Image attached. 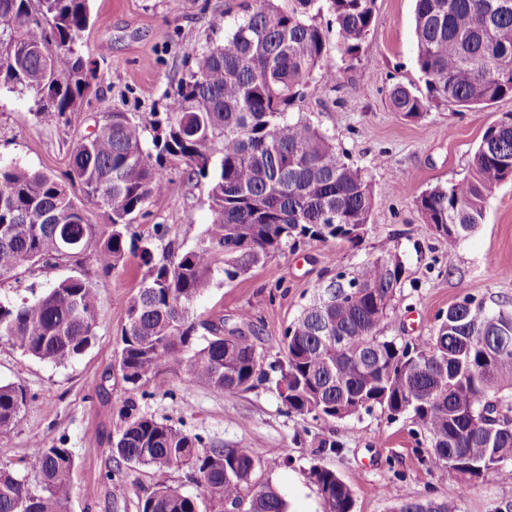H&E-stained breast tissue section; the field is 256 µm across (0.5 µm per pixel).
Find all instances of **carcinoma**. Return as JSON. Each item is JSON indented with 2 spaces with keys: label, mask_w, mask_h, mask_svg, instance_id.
I'll use <instances>...</instances> for the list:
<instances>
[{
  "label": "carcinoma",
  "mask_w": 512,
  "mask_h": 512,
  "mask_svg": "<svg viewBox=\"0 0 512 512\" xmlns=\"http://www.w3.org/2000/svg\"><path fill=\"white\" fill-rule=\"evenodd\" d=\"M319 0H245L222 41L199 54L197 69L170 103L160 130L123 112L108 114L72 150L70 180L107 211L109 224L88 222L83 208L51 175L0 162V277L28 267L78 264L89 250L101 272L118 270L126 250L146 272L128 301L115 367L132 393L119 410L112 441L116 466L162 476L187 467L202 489L187 495L159 479L140 512H286L267 485L251 490L249 448H224L140 410L133 395L168 372L187 384L236 394L269 381L264 357L245 336H224V321L197 323L193 303L215 274L232 282L303 239L359 244L375 192L309 120L288 106L325 58L326 33L313 11ZM345 56L358 57L376 0H326ZM90 0H0V86L37 99V118L74 111L88 88L78 51ZM416 64L430 97L476 109L512 95V0H415ZM394 111L418 119L427 105L395 86ZM207 180L212 224L195 244L154 261V243L131 233L132 220L165 188L166 163ZM512 180V114L491 124L467 173L417 199L448 241V258L479 224L485 203ZM404 265L385 250L349 279L339 274L285 329L276 388L288 410L344 420L378 408L409 413L424 433L430 463L467 457L486 471L458 466L468 487L512 472V310L491 311L471 298L448 307L435 334L400 342L383 334L395 314ZM99 322L92 284L78 277L44 295L0 303V339L41 361L82 355ZM208 332L198 335V328ZM501 422L487 428L485 403ZM26 389L0 384V431L14 426ZM76 463L64 441L40 446L32 477L0 467V512H67ZM324 512H352L353 490L323 465L310 469ZM393 512H452L448 503L404 496Z\"/></svg>",
  "instance_id": "cac0c4a2"
}]
</instances>
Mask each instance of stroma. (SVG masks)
<instances>
[{
	"label": "stroma",
	"mask_w": 512,
	"mask_h": 512,
	"mask_svg": "<svg viewBox=\"0 0 512 512\" xmlns=\"http://www.w3.org/2000/svg\"><path fill=\"white\" fill-rule=\"evenodd\" d=\"M244 0H90V20L79 51L88 67L89 87L77 110L51 123L34 117L33 96L0 88V161L44 171L65 184L82 204L90 223L104 224L103 209L87 201L69 179L74 145L111 112H124L146 125L165 120L179 86L196 69L209 41L230 34ZM318 22L327 30L329 69L339 72L335 87L313 78L293 103L362 171L375 191L369 231L359 246L305 243L270 257L235 281L216 277L193 305L198 319L240 328L266 362L279 356L285 328L309 302L317 286L337 273L351 274L363 261L390 248L406 268L395 296L398 309L385 335L413 341L431 335L449 306L466 297L496 309L512 306V182L488 201L477 230L449 253L417 208L424 191L462 178L486 128L512 113V97L485 109L431 105L410 120L394 112V86L424 90L416 64L414 0H377L376 17L358 58H344L332 31L330 11ZM212 221L207 187L190 181L184 166L167 168L166 188L152 197L131 227L155 241L154 258L167 247L192 246ZM165 226L157 239V226ZM146 268L127 256L117 271L103 275L94 252L81 264L46 269L18 268L0 277V301L33 300L64 278L89 281L100 319L92 345L64 364L39 361L0 339V383L26 388L29 399L19 421L0 434V466L27 475L37 444L65 442L76 461L68 512H140V501L156 481L142 467H112L110 448L127 398L113 372L126 305L141 286ZM248 322H241V312ZM167 390L140 399L142 411L205 440L250 448L257 462L252 482L272 485L287 512H323L308 478L311 465L336 471L354 492V512H391L402 494L445 501L456 512H507L512 480L494 479L464 488L452 472L429 461L428 444L410 415L373 410L328 421L288 411L274 383L236 395L167 378ZM335 440V453H317L321 438Z\"/></svg>",
	"instance_id": "35a3bbf8"
}]
</instances>
